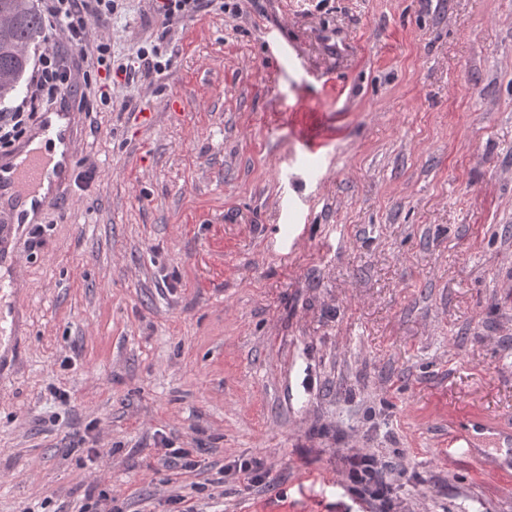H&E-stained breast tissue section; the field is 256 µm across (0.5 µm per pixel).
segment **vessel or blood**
<instances>
[{"label":"vessel or blood","instance_id":"obj_1","mask_svg":"<svg viewBox=\"0 0 512 512\" xmlns=\"http://www.w3.org/2000/svg\"><path fill=\"white\" fill-rule=\"evenodd\" d=\"M74 115L64 110L42 113L33 135L35 147H21L10 160L0 161V264L17 263L16 234L28 224L32 214L64 200V185L75 178L74 152L77 137ZM477 432L461 430L448 445L457 455L476 453L478 432L488 430L486 420H478Z\"/></svg>","mask_w":512,"mask_h":512}]
</instances>
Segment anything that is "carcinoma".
Returning a JSON list of instances; mask_svg holds the SVG:
<instances>
[{
	"label": "carcinoma",
	"instance_id": "1",
	"mask_svg": "<svg viewBox=\"0 0 512 512\" xmlns=\"http://www.w3.org/2000/svg\"><path fill=\"white\" fill-rule=\"evenodd\" d=\"M2 17L8 24H0V72H7L9 79L0 80V102L17 92L30 66V57L18 53L17 46L31 44L44 30L35 0H0Z\"/></svg>",
	"mask_w": 512,
	"mask_h": 512
}]
</instances>
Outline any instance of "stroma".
I'll use <instances>...</instances> for the list:
<instances>
[{
  "label": "stroma",
  "instance_id": "stroma-1",
  "mask_svg": "<svg viewBox=\"0 0 512 512\" xmlns=\"http://www.w3.org/2000/svg\"><path fill=\"white\" fill-rule=\"evenodd\" d=\"M118 3L29 47L88 81L71 200L0 289V512H366L353 448L408 512H512V471L448 453L512 431V0ZM103 36L157 71L101 98ZM212 0H162L158 2L157 11L165 23L192 16L204 10L207 2ZM477 430H473L477 435L471 433L468 429H463L453 436L451 442L448 444V452L457 455H471L476 453L479 448V438L484 431L491 429L486 420L479 418Z\"/></svg>",
  "mask_w": 512,
  "mask_h": 512
}]
</instances>
